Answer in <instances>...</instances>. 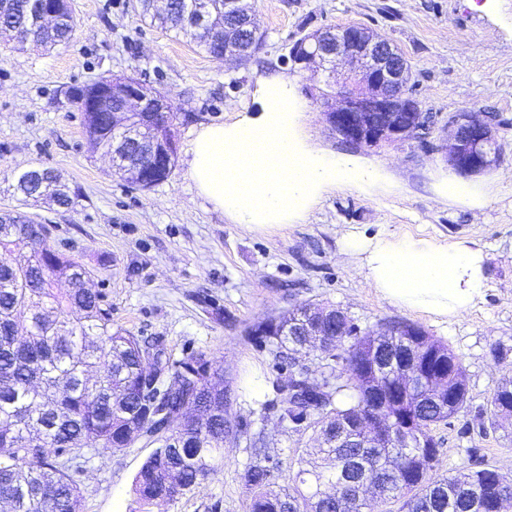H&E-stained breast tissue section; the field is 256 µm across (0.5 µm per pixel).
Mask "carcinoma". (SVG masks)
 <instances>
[{
	"mask_svg": "<svg viewBox=\"0 0 512 512\" xmlns=\"http://www.w3.org/2000/svg\"><path fill=\"white\" fill-rule=\"evenodd\" d=\"M140 17L165 31L189 37L207 54L247 45L236 31L224 25L220 0H212L211 23L193 26L189 10L194 0H171L172 9L156 11L150 0H139ZM32 0H0V26L28 19ZM72 11L64 13L52 30H35L34 45L51 49L67 44L73 36ZM91 147L101 150L112 139V127L98 112L84 116ZM54 178L62 187L59 203L75 205L80 190L60 174L41 170V178ZM0 503L13 512H80L79 487L68 471L48 461L45 448L61 454L94 451L98 447L126 448L128 432L157 424V409L138 401L137 391L144 365L142 354L152 345L131 331L115 326L112 313L103 307L100 293L83 287L86 270L64 252L46 242V227L28 221L20 212L0 215ZM283 317L264 323L262 334L296 365L303 349L322 361L326 341L335 346L329 356L330 394L320 408L308 407L314 395L293 388L317 382L302 364L290 373L276 411L295 429L319 432L317 443L298 450L291 483L275 488V467L260 436L252 438L255 460L242 475L248 493L249 512H378L386 503L400 502L403 512H500L512 499V483L492 467L471 468L446 477L433 475L439 441L433 428L464 412L468 390L461 358L445 343L414 323L389 324L387 336L369 331L360 336H288ZM421 349L420 364L433 374L448 378L449 389H459L444 408L417 394L387 414L372 402L377 387L372 364L376 354L393 359L410 355L409 344ZM201 373L187 384L186 395L196 406L209 407L232 399L233 389L224 383L223 362L198 353L189 357ZM487 421L497 430L512 420V379L499 384L487 403ZM390 418L404 427L417 448L400 447L399 437H388L386 448H338L330 438L342 431L354 432L359 420ZM237 435L217 421L208 432H199L189 417L161 436L183 439L180 482L166 478L173 462L165 451H154L133 481L138 512H151L163 501H175L224 468V439ZM363 462L375 478L381 501L368 502L345 488L334 497L323 496L329 485L346 482L352 473L363 475Z\"/></svg>",
	"mask_w": 512,
	"mask_h": 512,
	"instance_id": "cac0c4a2",
	"label": "carcinoma"
}]
</instances>
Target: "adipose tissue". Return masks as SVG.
Instances as JSON below:
<instances>
[{
    "label": "adipose tissue",
    "instance_id": "1",
    "mask_svg": "<svg viewBox=\"0 0 512 512\" xmlns=\"http://www.w3.org/2000/svg\"><path fill=\"white\" fill-rule=\"evenodd\" d=\"M343 251L362 256L367 279L384 298L436 316L467 312L485 289L483 254L458 242L439 244L426 238L348 235Z\"/></svg>",
    "mask_w": 512,
    "mask_h": 512
}]
</instances>
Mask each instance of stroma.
Instances as JSON below:
<instances>
[{"label":"stroma","instance_id":"stroma-1","mask_svg":"<svg viewBox=\"0 0 512 512\" xmlns=\"http://www.w3.org/2000/svg\"><path fill=\"white\" fill-rule=\"evenodd\" d=\"M265 34L248 61L216 62L189 40L141 20L138 0H71L72 41L46 51L0 39V210L24 208L48 228V242L88 271L112 308V322L160 341L171 360L203 352L222 358L235 391L229 416L238 434L224 443V469L158 512H248L241 474L250 439L263 434L286 485L310 431L279 422L269 403L288 362L258 325L299 304H333L361 328L422 326L461 358L466 411L438 425L436 475L477 465L512 482V426L484 430L487 402L512 378V0H247ZM360 26L395 44L411 66L413 92L430 132L398 145L356 150L327 127L316 100L314 66L289 58L293 43L328 27ZM132 77L166 92L178 112L177 163L149 189L111 176L92 152L76 104L65 92L104 74ZM288 81L306 105L302 139L375 173L373 183L329 187L297 222L255 230L213 209L188 177L190 143L205 125L258 111L256 90ZM465 107L497 113L502 152L479 175L454 171L440 150L450 115ZM54 169L81 196L64 209L42 200L20 206L11 173ZM412 236L475 244L484 255L483 298L458 317L395 305L367 282L343 238ZM159 442L145 436L121 450L73 454L69 465L81 512H137L133 480Z\"/></svg>","mask_w":512,"mask_h":512}]
</instances>
